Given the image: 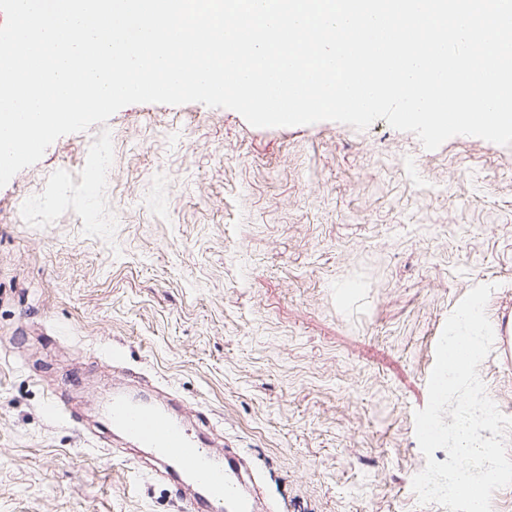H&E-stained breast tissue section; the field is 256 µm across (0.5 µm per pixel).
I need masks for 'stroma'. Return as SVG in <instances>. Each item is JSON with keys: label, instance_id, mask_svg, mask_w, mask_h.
<instances>
[{"label": "stroma", "instance_id": "stroma-1", "mask_svg": "<svg viewBox=\"0 0 512 512\" xmlns=\"http://www.w3.org/2000/svg\"><path fill=\"white\" fill-rule=\"evenodd\" d=\"M479 284L499 327L512 146L125 106L0 188V512H186L149 450L87 413L127 368L242 455L276 512H448L412 489L414 414ZM479 376L512 418V352Z\"/></svg>", "mask_w": 512, "mask_h": 512}]
</instances>
